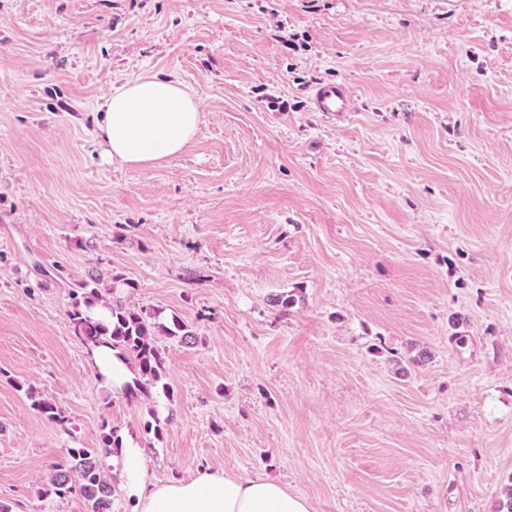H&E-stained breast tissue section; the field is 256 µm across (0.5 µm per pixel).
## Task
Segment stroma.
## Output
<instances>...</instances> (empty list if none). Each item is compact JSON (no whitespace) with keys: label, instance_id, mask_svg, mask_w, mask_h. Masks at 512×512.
Returning a JSON list of instances; mask_svg holds the SVG:
<instances>
[{"label":"stroma","instance_id":"stroma-1","mask_svg":"<svg viewBox=\"0 0 512 512\" xmlns=\"http://www.w3.org/2000/svg\"><path fill=\"white\" fill-rule=\"evenodd\" d=\"M151 74L201 124L130 168L96 112ZM319 82L353 111H312ZM92 276L198 337L161 338L149 395L104 383L72 334ZM106 428L146 448L152 481L221 470L310 512H497L512 0H0V502L86 512L42 491Z\"/></svg>","mask_w":512,"mask_h":512}]
</instances>
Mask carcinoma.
<instances>
[{
  "label": "carcinoma",
  "mask_w": 512,
  "mask_h": 512,
  "mask_svg": "<svg viewBox=\"0 0 512 512\" xmlns=\"http://www.w3.org/2000/svg\"><path fill=\"white\" fill-rule=\"evenodd\" d=\"M72 300L69 319L73 336L92 349L109 348L119 358L134 364V384L124 385L131 395L148 393L164 376L165 351L158 344L157 336L177 338L185 345L196 343L195 334L182 320H173L169 327L159 321L158 310L136 311L107 299L93 279L77 283ZM98 305L108 311L106 318H96L90 313ZM33 407L60 425L67 421L63 411L49 400L35 401ZM118 447L120 438L111 430L101 437L97 448L67 449L66 460L54 466L44 494L58 498L78 495L87 501L88 512H112V484L99 465L98 456L107 448Z\"/></svg>",
  "instance_id": "obj_1"
}]
</instances>
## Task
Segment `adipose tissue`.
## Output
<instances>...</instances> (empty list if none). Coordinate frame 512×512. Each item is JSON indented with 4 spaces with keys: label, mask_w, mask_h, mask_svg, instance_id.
<instances>
[{
    "label": "adipose tissue",
    "mask_w": 512,
    "mask_h": 512,
    "mask_svg": "<svg viewBox=\"0 0 512 512\" xmlns=\"http://www.w3.org/2000/svg\"><path fill=\"white\" fill-rule=\"evenodd\" d=\"M201 117L198 100L180 82L140 76L103 100L97 135L110 160L149 167L181 154ZM104 463L119 467L130 512H309L305 499L262 477L204 470L190 480L148 482L146 450L131 437Z\"/></svg>",
    "instance_id": "adipose-tissue-1"
}]
</instances>
